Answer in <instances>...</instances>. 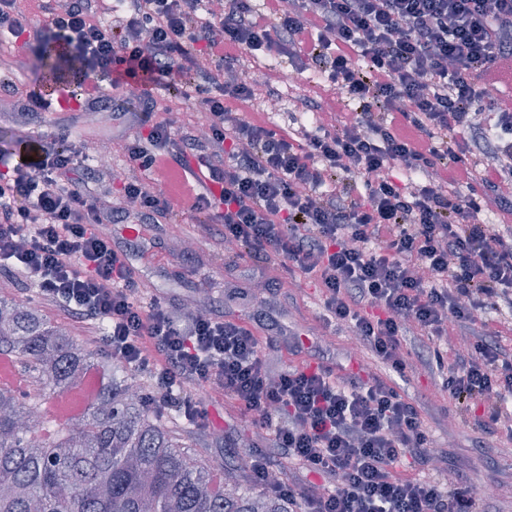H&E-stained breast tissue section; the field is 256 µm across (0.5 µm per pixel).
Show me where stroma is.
I'll list each match as a JSON object with an SVG mask.
<instances>
[{
  "mask_svg": "<svg viewBox=\"0 0 512 512\" xmlns=\"http://www.w3.org/2000/svg\"><path fill=\"white\" fill-rule=\"evenodd\" d=\"M258 66L271 67L288 73L289 82H271L273 98L281 102L276 112H266L272 124L285 128L289 125L290 98L294 85L303 86L310 95L318 97L323 108L330 110L332 119H348L336 92L324 88L321 76L312 70L297 74L289 59L262 57ZM16 80L20 90L40 93L45 85L40 76V61L29 51L14 53L12 59L1 62L0 74ZM66 128L70 141L96 140L111 145V162L115 170H122L125 160L116 151L117 130L111 124L96 123L91 113H76L73 121H65L63 113L48 112L43 117L46 132ZM209 216L185 209H175L162 223L129 229L125 224L108 225L112 244L127 251L146 287L164 293L177 307L193 310L210 308L226 318L252 322L261 308L265 290L259 289L257 274L250 263L228 264L211 257L207 250H199L190 261L184 260L176 249L177 240L195 236L200 225L208 223ZM279 320L282 325L298 333L302 348L273 354L274 367H295L318 355H325L334 368L347 366L353 355L346 336L326 327L323 310L313 285L301 282L279 290ZM397 390L409 401L419 405L431 446L439 456L438 463L428 468L407 461L401 467L404 474L421 475L422 471L451 479L457 473L468 476L476 488L492 487L487 498L490 512H512V444L488 434L466 412L447 405L437 387L424 372L396 379ZM212 427L218 437L195 431L192 443L198 448L199 459L208 466L219 468L240 458H251L255 449L254 437L248 423L231 404L210 407Z\"/></svg>",
  "mask_w": 512,
  "mask_h": 512,
  "instance_id": "35a3bbf8",
  "label": "stroma"
}]
</instances>
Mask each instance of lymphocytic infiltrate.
I'll return each mask as SVG.
<instances>
[{
  "mask_svg": "<svg viewBox=\"0 0 512 512\" xmlns=\"http://www.w3.org/2000/svg\"><path fill=\"white\" fill-rule=\"evenodd\" d=\"M120 2L104 22L101 0H37L38 25L20 0H0V35L14 49L60 43L55 82L83 108L123 115L133 86L140 110L159 112L155 89L181 82L211 132L137 123L118 174L90 165L97 144L41 132L44 98L20 95L32 158L0 168V268L130 368L146 408L197 429L213 402L249 414L265 433L251 479L292 512H479L466 475L396 476L431 449L389 375H438L444 396L480 405L483 426L512 442V354L474 319L512 318V110L475 81L512 58V0H224L218 14L203 0ZM258 52L318 70L354 104L350 119L282 130L226 107L256 98L224 76ZM176 201L210 212L198 237L215 257L310 279L326 325L385 374H337L319 358L275 372L271 354L289 345L276 324L261 336L146 295L102 227L157 223ZM409 336L428 340L413 357ZM451 336L463 345L452 357L439 346ZM279 461L322 485L271 481Z\"/></svg>",
  "mask_w": 512,
  "mask_h": 512,
  "instance_id": "lymphocytic-infiltrate-1",
  "label": "lymphocytic infiltrate"
}]
</instances>
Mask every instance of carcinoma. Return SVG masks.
<instances>
[{
	"label": "carcinoma",
	"instance_id": "cac0c4a2",
	"mask_svg": "<svg viewBox=\"0 0 512 512\" xmlns=\"http://www.w3.org/2000/svg\"><path fill=\"white\" fill-rule=\"evenodd\" d=\"M14 358L38 396L0 386V512H290L279 497L243 484L246 463L224 483L184 450L169 426L129 397L133 374L108 373L79 427L46 424V402L97 364L60 327L0 296V355ZM42 433L35 444L28 429Z\"/></svg>",
	"mask_w": 512,
	"mask_h": 512
}]
</instances>
